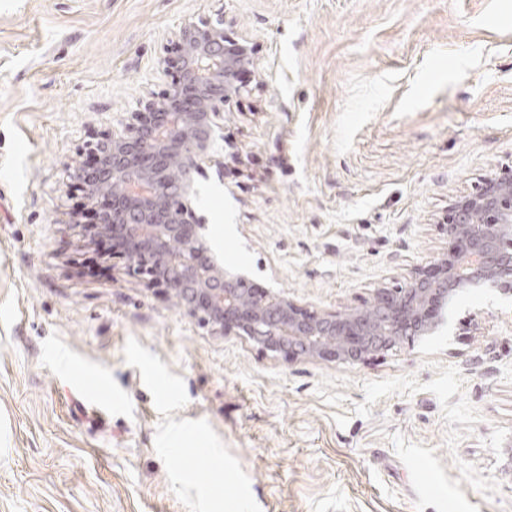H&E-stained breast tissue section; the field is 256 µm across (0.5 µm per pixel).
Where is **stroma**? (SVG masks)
<instances>
[{"label":"stroma","mask_w":512,"mask_h":512,"mask_svg":"<svg viewBox=\"0 0 512 512\" xmlns=\"http://www.w3.org/2000/svg\"><path fill=\"white\" fill-rule=\"evenodd\" d=\"M223 19L255 65L198 209L256 290L369 306L512 167V0H0V512H512V296L357 364L221 336L104 257L84 147Z\"/></svg>","instance_id":"35a3bbf8"}]
</instances>
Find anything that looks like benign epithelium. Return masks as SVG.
Segmentation results:
<instances>
[{
    "label": "benign epithelium",
    "mask_w": 512,
    "mask_h": 512,
    "mask_svg": "<svg viewBox=\"0 0 512 512\" xmlns=\"http://www.w3.org/2000/svg\"><path fill=\"white\" fill-rule=\"evenodd\" d=\"M177 76L162 103L117 119L86 150L88 199H106L85 234L109 236L131 273L175 299L200 326L240 336L274 355L355 364L371 353L435 335L448 302L489 284L512 294V168L489 175L476 195L451 206L448 253L438 273L381 288L367 309L314 314L288 295L257 293L213 251L197 215L198 180L223 138L219 105L240 92L237 76L254 65L250 42L228 43L224 22L188 24L174 33Z\"/></svg>",
    "instance_id": "benign-epithelium-1"
}]
</instances>
